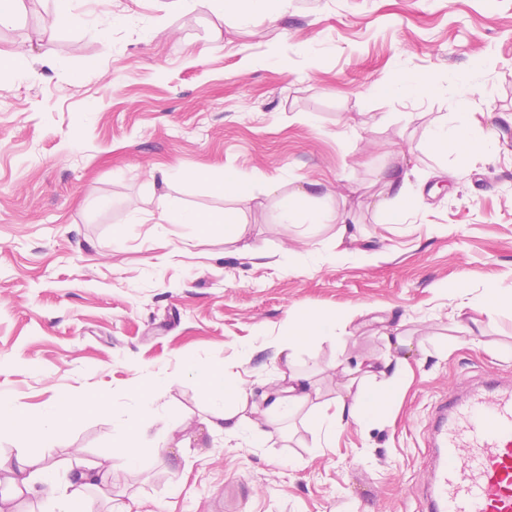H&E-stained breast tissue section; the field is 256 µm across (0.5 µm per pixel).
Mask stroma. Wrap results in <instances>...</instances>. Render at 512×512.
<instances>
[{
  "mask_svg": "<svg viewBox=\"0 0 512 512\" xmlns=\"http://www.w3.org/2000/svg\"><path fill=\"white\" fill-rule=\"evenodd\" d=\"M278 9L272 23L239 0L171 14L70 0L63 22L57 0H21L0 27V397L31 416L72 395L102 404L57 431L2 434L0 454L41 456L58 476L105 464L112 497L96 512H422L434 403L484 373L512 379V305H480L488 282L512 286V161L465 158L453 139L426 149L435 126L512 113V0ZM401 166L393 223L377 202ZM228 176L243 194L225 196ZM299 190L334 217L281 223ZM167 209L228 210L244 231L168 224ZM459 283L461 317L446 293ZM350 308L337 336L285 360L289 321ZM388 357L406 361L399 397L329 446L303 412L246 441L206 430L199 367L258 399L304 373L329 404L350 370ZM142 423L133 466L112 433Z\"/></svg>",
  "mask_w": 512,
  "mask_h": 512,
  "instance_id": "35a3bbf8",
  "label": "stroma"
}]
</instances>
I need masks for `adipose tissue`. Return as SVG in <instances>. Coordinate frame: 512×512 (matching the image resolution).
Returning <instances> with one entry per match:
<instances>
[{"instance_id":"ef3b65f1","label":"adipose tissue","mask_w":512,"mask_h":512,"mask_svg":"<svg viewBox=\"0 0 512 512\" xmlns=\"http://www.w3.org/2000/svg\"><path fill=\"white\" fill-rule=\"evenodd\" d=\"M350 311L326 315L311 316L300 324H289L282 348L288 353L320 336L335 335L337 327L348 321ZM404 362L400 359H387L379 363L367 364L350 381L352 390L348 397H341L333 404L319 407L311 417V428L323 438L335 435L338 427L346 419L367 422L384 415L392 400L399 394L402 383ZM205 388L211 390L216 406L212 417L206 423L208 432L221 433L227 438L241 439L246 433L254 431L256 422L244 414L249 404L250 392L244 386H237L236 399L227 402L221 386L212 383L209 377H202ZM276 397L270 407L280 415H292L308 404L313 389L307 377L290 373L286 384L275 391ZM91 402L80 396H72L62 402L51 403L43 415L31 417L22 413L12 403L0 399V433L21 434L31 429H61L91 409ZM35 456L16 460L0 457V484L12 489L15 495H28L57 507L66 512L74 503H82L84 512H93L89 508L90 491L100 489L101 475L96 471L77 472L65 485H58L47 477L38 467Z\"/></svg>"}]
</instances>
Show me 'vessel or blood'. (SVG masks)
Segmentation results:
<instances>
[{
	"label": "vessel or blood",
	"instance_id": "obj_1",
	"mask_svg": "<svg viewBox=\"0 0 512 512\" xmlns=\"http://www.w3.org/2000/svg\"><path fill=\"white\" fill-rule=\"evenodd\" d=\"M430 443L439 464L424 489L426 512H512V385L488 379L446 394Z\"/></svg>",
	"mask_w": 512,
	"mask_h": 512
}]
</instances>
